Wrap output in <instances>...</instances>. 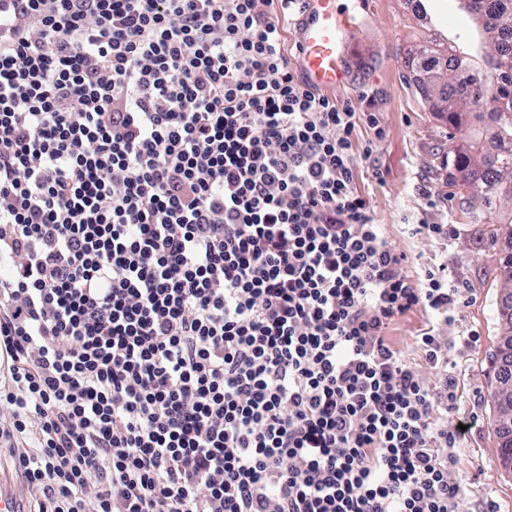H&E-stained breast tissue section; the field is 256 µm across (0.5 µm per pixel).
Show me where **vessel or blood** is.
Instances as JSON below:
<instances>
[{
  "label": "vessel or blood",
  "mask_w": 512,
  "mask_h": 512,
  "mask_svg": "<svg viewBox=\"0 0 512 512\" xmlns=\"http://www.w3.org/2000/svg\"><path fill=\"white\" fill-rule=\"evenodd\" d=\"M351 21L350 13L339 10L336 0H308L297 30L296 52L300 73L312 87L333 90L344 83Z\"/></svg>",
  "instance_id": "obj_1"
}]
</instances>
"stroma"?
I'll return each mask as SVG.
<instances>
[{
	"mask_svg": "<svg viewBox=\"0 0 512 512\" xmlns=\"http://www.w3.org/2000/svg\"><path fill=\"white\" fill-rule=\"evenodd\" d=\"M339 6L352 14L353 24L347 82L335 96L378 120L377 128L356 129L358 141L372 145L370 155L357 161L356 187L389 241L407 255L412 273L444 267L449 281L462 289L459 308L439 333L448 339V373L457 394L448 423L469 421L473 428L451 451L449 477L463 487L469 512H482L488 503L496 512H512V470L499 460L488 364L501 333L495 314L500 259L512 247L505 237H492L491 230L511 221L512 210L501 209L490 223H473L470 213L481 205L449 187L443 163L450 141L464 140L467 132L452 129L424 100L412 63L420 43L473 54L479 39L456 23L463 14L460 0H339ZM376 169L384 172V182L373 178ZM425 188L433 201L423 199ZM446 222L456 226L449 240L417 231L421 224Z\"/></svg>",
	"mask_w": 512,
	"mask_h": 512,
	"instance_id": "35a3bbf8",
	"label": "stroma"
}]
</instances>
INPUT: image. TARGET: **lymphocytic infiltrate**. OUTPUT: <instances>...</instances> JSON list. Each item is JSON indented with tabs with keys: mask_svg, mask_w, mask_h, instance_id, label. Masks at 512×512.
<instances>
[{
	"mask_svg": "<svg viewBox=\"0 0 512 512\" xmlns=\"http://www.w3.org/2000/svg\"><path fill=\"white\" fill-rule=\"evenodd\" d=\"M306 0H0V447L37 512H466L448 342L283 49ZM428 316L420 309H414L396 319L388 330L391 340L410 358H414L420 374L430 380H436L437 372L430 368L426 362L418 356L416 351V336H419L426 328Z\"/></svg>",
	"mask_w": 512,
	"mask_h": 512,
	"instance_id": "1",
	"label": "lymphocytic infiltrate"
}]
</instances>
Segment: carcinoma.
<instances>
[{
    "instance_id": "cac0c4a2",
    "label": "carcinoma",
    "mask_w": 512,
    "mask_h": 512,
    "mask_svg": "<svg viewBox=\"0 0 512 512\" xmlns=\"http://www.w3.org/2000/svg\"><path fill=\"white\" fill-rule=\"evenodd\" d=\"M478 10L486 22L476 24L489 46L490 59L483 68L470 54H462L448 46V65L430 68L432 48H416L418 68L422 70L418 86L423 95L442 87V104L436 111L448 113L453 126L465 125L464 109L473 104L480 92L490 95L496 107L487 116L489 121L470 126L471 134L454 150L448 152V184L463 182L474 186L476 194L488 209L503 201L505 181L512 182V0H477ZM505 288L500 301L502 321L500 336L503 349L494 360L491 398L495 408L499 455L512 446L507 438L506 413L512 406V359L505 348L512 346V251L500 260Z\"/></svg>"
}]
</instances>
